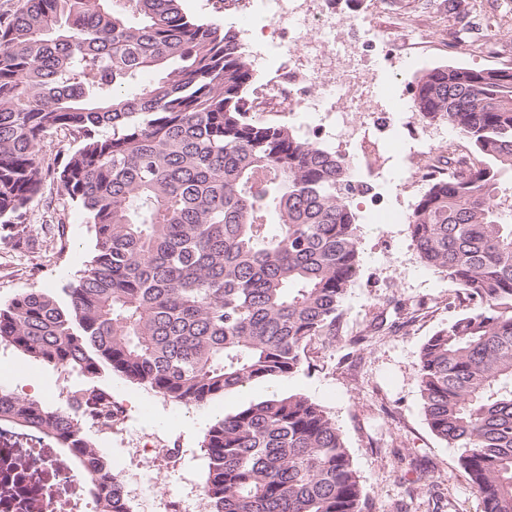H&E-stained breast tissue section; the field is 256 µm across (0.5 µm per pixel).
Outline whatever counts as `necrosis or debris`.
<instances>
[{
	"instance_id": "4bbe7bcc",
	"label": "necrosis or debris",
	"mask_w": 512,
	"mask_h": 512,
	"mask_svg": "<svg viewBox=\"0 0 512 512\" xmlns=\"http://www.w3.org/2000/svg\"><path fill=\"white\" fill-rule=\"evenodd\" d=\"M329 3L267 0L272 23H288L296 38L282 53L285 67L262 86L256 110L318 113L333 139L352 144L364 140L368 129L386 132L390 112H406L410 106L403 98L393 99L387 113L369 105L366 90L377 82L369 60L377 41L352 39L349 29L332 20ZM5 435L0 427V471L9 466L23 468L34 492L27 508H16L15 488L0 480V512H96L95 502L84 493L92 479L88 469L71 464L55 448L32 455L22 448L5 447Z\"/></svg>"
}]
</instances>
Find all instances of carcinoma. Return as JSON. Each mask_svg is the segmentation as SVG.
I'll list each match as a JSON object with an SVG mask.
<instances>
[{"instance_id": "obj_1", "label": "carcinoma", "mask_w": 512, "mask_h": 512, "mask_svg": "<svg viewBox=\"0 0 512 512\" xmlns=\"http://www.w3.org/2000/svg\"><path fill=\"white\" fill-rule=\"evenodd\" d=\"M181 2L26 0L0 20V223L28 236L49 172L96 239L61 293L0 307V345L90 381L70 395L88 418L111 403L91 384L105 368L185 405L291 376L312 339L342 335L360 272L358 163L257 119L238 31ZM412 104L468 153L408 217L421 262L460 289L419 353L423 413L483 512H512V66L432 68ZM58 131L78 147L46 170ZM1 421L89 464L98 512H132L69 415L0 389ZM203 448L209 512H368L340 429L302 394L216 419Z\"/></svg>"}]
</instances>
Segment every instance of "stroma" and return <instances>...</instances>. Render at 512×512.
Returning <instances> with one entry per match:
<instances>
[{"label":"stroma","mask_w":512,"mask_h":512,"mask_svg":"<svg viewBox=\"0 0 512 512\" xmlns=\"http://www.w3.org/2000/svg\"><path fill=\"white\" fill-rule=\"evenodd\" d=\"M369 9L361 0H332L336 20L356 23L361 39L379 37L394 43L407 22L434 17L438 43L426 53L372 58L378 81L371 102L382 105L385 90L410 93L425 71L440 65L474 69L512 62V28L499 29L495 18H512V0H481L484 30L495 31L493 49H478L457 31L460 17L445 14L443 0H378ZM193 16L232 23L256 72L257 80L274 74L281 59L274 47L282 36L269 26L254 32L249 19L265 14L261 0L250 7L221 13L211 0H184ZM390 140H373L367 150L386 180L380 186L391 219L371 221L378 206L369 196L355 197L360 220L361 270L344 303V334L336 342L317 338L306 348L303 364L292 376L273 384H255L211 403L184 405L112 371L96 380L124 413L111 434L93 426L85 432L123 483L132 512H207L203 485L207 458L204 435L218 416L261 400L270 393H301L320 404L339 428L369 499L371 512H482L481 499L459 466L460 449L430 431L422 410L415 367L424 342L447 327L457 313L455 287L438 271L425 267L411 245L407 217L422 189L409 185L405 163L387 142L413 143L418 150L447 136L444 124L421 117L394 120ZM25 222L33 242L21 247L0 230V306L23 291H61L75 280L95 252V235L84 210L58 193L46 178L28 205ZM62 223L63 236L43 234L42 225ZM40 372L41 382L21 385L17 367ZM77 374L36 362L21 351L0 345V387L47 403L81 420L68 399L83 385Z\"/></svg>","instance_id":"35a3bbf8"}]
</instances>
